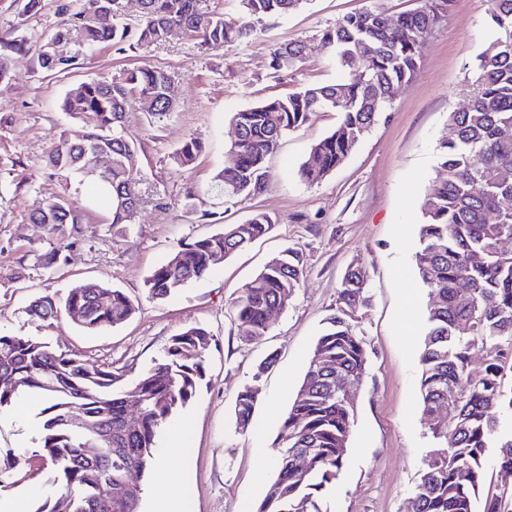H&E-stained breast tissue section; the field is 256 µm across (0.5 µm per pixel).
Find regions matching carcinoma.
<instances>
[{
  "mask_svg": "<svg viewBox=\"0 0 512 512\" xmlns=\"http://www.w3.org/2000/svg\"><path fill=\"white\" fill-rule=\"evenodd\" d=\"M239 19L228 22L224 10L203 11L198 0H137L142 23L135 29L116 21L103 26L80 9L68 14L38 54L39 67L65 71L70 59L56 46L79 28L86 47L111 45L118 50L154 44L173 35L197 39L208 48L242 43L256 33L253 21L281 18L308 0H237ZM451 0H420V6L397 17L378 7L348 14L322 33L335 60L338 77L285 97H271L233 115L239 140L237 159L214 175L226 199H246L269 185L267 159L280 141L302 127L309 115L329 110L338 115L336 129L317 141L300 168L315 184L336 170L363 140L398 90L417 75L424 35L437 26ZM486 40L472 68V89L460 109L448 113L449 135L437 147V174L422 203L423 222L414 260L429 291L427 326L419 356V398L426 428L435 447L425 457L409 498L408 512H512V494L486 488L491 449L494 465L512 472V252L501 249L512 238V0H490ZM25 39L0 44V80L9 76V53L26 50ZM302 42L276 47L270 67L290 70L302 61ZM170 74L160 68L126 69L110 80L82 82L68 89L63 110L81 124V132L63 137L45 155V167L70 181L97 151L112 156V167L99 179L110 198L112 231H126L140 202L136 192L141 147L125 133L131 100L150 99V123L172 114L166 100ZM202 150L195 138L174 156L191 166ZM491 212L497 219L488 221ZM45 224L57 250L86 223V215L65 196L28 215ZM273 220L255 212L241 224L180 245L147 278L155 299H164L193 281L207 277L218 257L229 258L267 235ZM305 265L286 249L245 285L235 304L239 336L253 342L265 336L271 311L300 286ZM469 293L463 294L459 285ZM369 304L367 275L359 263L346 271L333 312L326 318L295 397L283 418L276 448L277 477L254 512H333L331 497L343 472L357 414L342 395L361 383L369 362L359 323ZM133 301L119 288L96 283L73 286L63 298L45 294L30 303L27 314L49 321L62 312L87 332L127 322ZM213 341L206 329L188 327L172 336L163 358L144 371L128 390L122 375L90 367L74 354L58 353L39 337L0 334V375L16 378L0 385V412L23 399L38 402L37 457L52 473V490L36 512H141L143 484L155 462L159 429L195 397L205 377L204 359ZM482 363L474 368L471 354ZM140 401L136 420L127 402ZM258 388L243 387L235 400L236 423L249 428ZM448 410V417L440 411ZM81 417L83 425L72 423ZM101 452L89 455V449ZM112 486V507L103 494ZM483 510H478L479 501Z\"/></svg>",
  "mask_w": 512,
  "mask_h": 512,
  "instance_id": "obj_1",
  "label": "carcinoma"
}]
</instances>
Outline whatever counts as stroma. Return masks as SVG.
I'll use <instances>...</instances> for the list:
<instances>
[{"instance_id": "obj_1", "label": "stroma", "mask_w": 512, "mask_h": 512, "mask_svg": "<svg viewBox=\"0 0 512 512\" xmlns=\"http://www.w3.org/2000/svg\"><path fill=\"white\" fill-rule=\"evenodd\" d=\"M84 0H43L36 14L25 0H0V40L50 38L64 19L62 8ZM416 0H309L288 16L267 21L247 42L206 48L193 40L168 41L125 52L105 46L83 51L71 31L62 50L73 59L68 71L49 74L34 53L10 56L11 77L0 83V160L16 161V173L0 169V334L36 336L59 352L88 364L111 367L133 382L161 359L171 337L198 326L214 341L205 357L206 378L177 416L184 434L168 455L166 470L151 468L144 481L142 512H155L172 479L182 481L184 512H252L276 477L261 470L258 448L273 450L323 322L336 303L347 268L362 263L369 305L360 322L369 364L355 389L357 416L347 462L332 500L333 512H406L411 489L432 446L419 401V354L426 330L428 290L414 265L422 222L421 203L436 174V147L448 132L450 110L469 92L470 71L489 37L488 0H453L445 20L430 31L417 76L402 87L389 112L336 171L320 183L299 173L314 143L332 132L336 113L320 110L285 136L268 160L270 183L261 194L227 201L213 176L230 161L234 112L307 85L334 82L337 71L320 35L339 18L369 7L399 15ZM306 44L294 71H274L270 53L291 41ZM151 65L172 76L176 111L149 123L138 102L128 107L126 133L141 143L144 173L128 231L112 232L110 205L92 199L93 180L64 182L51 176L44 157L61 134H78L79 123L63 107L75 84L111 78L121 70ZM202 151L191 169L178 168L172 154L190 138ZM86 208L88 222L63 250L54 274L36 263L53 251L47 227L28 214L61 194ZM275 220L271 232L225 260L206 278L163 300L149 297L145 281L180 244L244 222L254 211ZM298 249L307 273L286 306L275 312L261 342H243L234 305L244 286L286 248ZM78 282H105L122 289L137 312L126 324L88 333L67 316L40 322L26 309L35 298L65 295ZM277 360L268 370L267 354ZM259 389L252 424L237 428L239 390ZM34 415L0 413V500L24 499L36 512L33 489H44L51 473L39 458L14 461L35 449Z\"/></svg>"}]
</instances>
